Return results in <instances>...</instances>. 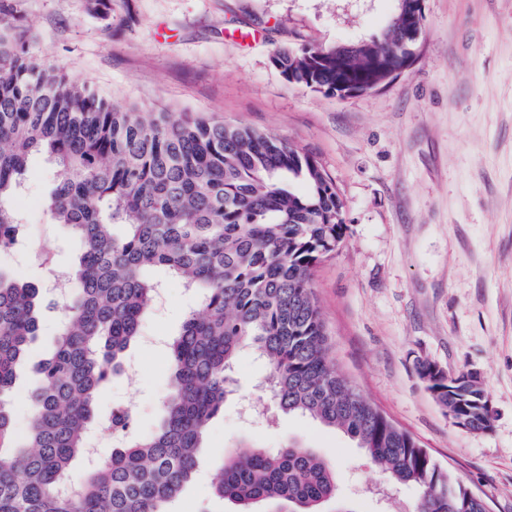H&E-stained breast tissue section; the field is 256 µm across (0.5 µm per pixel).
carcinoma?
I'll use <instances>...</instances> for the list:
<instances>
[{
  "instance_id": "obj_1",
  "label": "carcinoma",
  "mask_w": 512,
  "mask_h": 512,
  "mask_svg": "<svg viewBox=\"0 0 512 512\" xmlns=\"http://www.w3.org/2000/svg\"><path fill=\"white\" fill-rule=\"evenodd\" d=\"M397 11L393 25L355 43L345 59L332 47H286L272 64L328 95L366 84L376 58L401 66V42L422 33L404 15L417 11L425 21L423 0H398ZM19 28L0 4V252L22 236L14 200L34 152L56 168L47 206L80 251L66 268L75 287L60 298L67 319L36 365L31 423L20 439L8 396L40 331L43 285L0 265V512H173L204 433L224 414L229 372L246 346L266 362L262 388L281 411L348 434L391 483L419 486L415 512H487L336 368L312 281L345 231L325 171L263 131L102 98L30 54ZM320 52L329 64L315 74ZM294 181L304 190L291 188ZM172 278L197 292L201 307L166 342L172 391L157 427L135 435L132 422L101 414L98 401ZM416 368L457 425L490 428L478 373L452 377L428 360ZM95 427L120 433L119 445L86 466ZM77 464L84 475L66 492ZM213 492L238 512L259 504L324 512L336 501V476L300 445L255 447L224 461Z\"/></svg>"
}]
</instances>
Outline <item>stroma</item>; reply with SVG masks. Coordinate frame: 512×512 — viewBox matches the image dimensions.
Masks as SVG:
<instances>
[{
  "label": "stroma",
  "mask_w": 512,
  "mask_h": 512,
  "mask_svg": "<svg viewBox=\"0 0 512 512\" xmlns=\"http://www.w3.org/2000/svg\"><path fill=\"white\" fill-rule=\"evenodd\" d=\"M14 5L29 51L100 95L254 127L314 157L344 204L343 241L314 271L338 370L489 512H512V0H424L412 66L344 99L284 80L274 52L380 35L396 0H112L105 20L85 0ZM54 174L44 155L30 157L16 201L30 248L0 252L27 279L44 252L64 266L78 250L47 209ZM166 288L146 335L170 336L193 304L179 281ZM421 360L480 374L489 430L454 422L419 377ZM124 366L100 410L136 402L134 432L145 435L170 392L168 354L139 344ZM264 374L243 349L175 512H235L212 492L224 458L291 441L329 463L338 502L354 512H414L420 488L378 494L382 474L343 432L270 404L254 415Z\"/></svg>",
  "instance_id": "1"
}]
</instances>
